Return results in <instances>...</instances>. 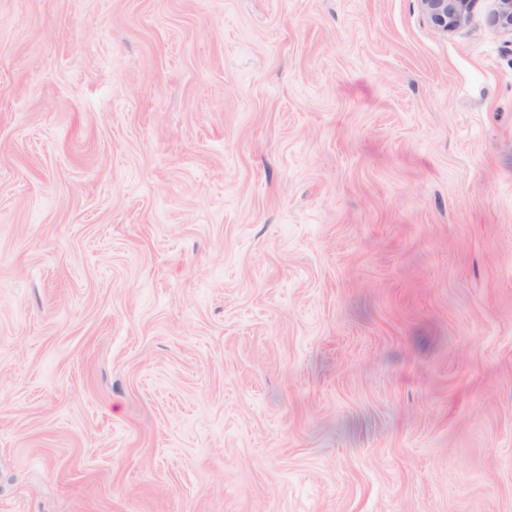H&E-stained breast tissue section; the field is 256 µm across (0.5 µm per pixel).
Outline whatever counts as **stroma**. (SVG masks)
Returning a JSON list of instances; mask_svg holds the SVG:
<instances>
[{
    "label": "stroma",
    "instance_id": "obj_1",
    "mask_svg": "<svg viewBox=\"0 0 512 512\" xmlns=\"http://www.w3.org/2000/svg\"><path fill=\"white\" fill-rule=\"evenodd\" d=\"M492 8L0 0V512H512ZM427 21L437 30L454 32L466 25L476 0H419Z\"/></svg>",
    "mask_w": 512,
    "mask_h": 512
}]
</instances>
